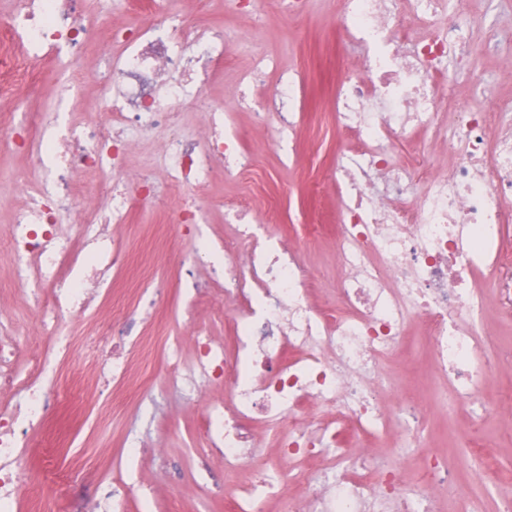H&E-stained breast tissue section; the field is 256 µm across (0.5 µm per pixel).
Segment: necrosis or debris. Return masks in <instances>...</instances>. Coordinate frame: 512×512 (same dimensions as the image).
<instances>
[{
    "label": "necrosis or debris",
    "instance_id": "obj_1",
    "mask_svg": "<svg viewBox=\"0 0 512 512\" xmlns=\"http://www.w3.org/2000/svg\"><path fill=\"white\" fill-rule=\"evenodd\" d=\"M86 12L87 0H13L0 15V69L14 78L0 85V131L23 140L33 158L31 172L7 177L26 189L29 201L0 226V246L13 254V286L39 324L33 335L17 317L0 316V512H17L37 490L27 450L35 427L68 399L59 385L61 360L80 354L67 325L111 298L124 264L113 225L127 222L133 206L149 204L161 187L179 197L176 224H203L197 188L216 171L241 177L253 167L235 112L204 103L209 67L227 64L232 50L243 47L236 33L193 26L170 0H148L138 19L112 34L116 51L108 56L104 95L89 106L108 115L100 124L68 110L86 83L81 62L102 23ZM336 23L339 53L355 47L360 56L333 99L336 127L347 140L331 175L342 200L335 300L312 303L319 283L300 255L282 246L271 215L229 206L238 244L201 235L192 253L172 259L189 292L186 313L213 304L230 332L219 342L198 326L173 339L168 374L188 403L207 405L200 471L215 453L223 454L228 472L253 464L266 428L277 430L281 458L310 463L298 471L275 464L256 470L236 484L229 512H266L285 485L295 493L284 512H442L446 494L458 498L459 512H472L446 457L422 445L426 406L413 398L409 382L386 378L382 363L404 352L417 323L452 404L487 413L512 402V394L482 387L502 357L487 346L481 320L487 297L475 286L484 272L512 262L502 249L512 235V101L452 102L451 87L471 72L469 0H338ZM40 61L60 75L57 103L15 122L18 90L35 88L33 66ZM267 69L257 59L243 79L241 101L256 105L272 139L290 143L302 80L284 70L270 83ZM185 107L201 111L188 134L174 122ZM156 129L166 137L153 170L128 187L125 158L142 132ZM404 136L446 142L448 163L396 158L392 146ZM78 169L86 182L73 179ZM91 190L103 201L92 210L83 206ZM65 211L77 212V222L60 223ZM214 251L224 257L217 301L195 272ZM141 315L133 308L113 317L109 353L96 357L88 388L127 379L129 342L139 334ZM22 349L23 365L16 359ZM222 384L223 401L207 403L210 387ZM318 407L328 408V416H316ZM394 419L401 424L397 454L424 459L418 480L403 479L364 444ZM140 457V446L129 444L122 478L97 481L98 502L108 512H129Z\"/></svg>",
    "mask_w": 512,
    "mask_h": 512
}]
</instances>
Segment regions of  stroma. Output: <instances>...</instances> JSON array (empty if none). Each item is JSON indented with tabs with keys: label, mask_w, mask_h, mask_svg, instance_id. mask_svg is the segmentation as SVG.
<instances>
[{
	"label": "stroma",
	"mask_w": 512,
	"mask_h": 512,
	"mask_svg": "<svg viewBox=\"0 0 512 512\" xmlns=\"http://www.w3.org/2000/svg\"><path fill=\"white\" fill-rule=\"evenodd\" d=\"M259 7L261 21L256 24L248 17L225 13L224 0H208L204 8L197 0H182L180 4L191 23L235 31L250 48L249 54L232 60L225 71L213 77L206 90L208 100L235 107L239 98L237 73L255 53L270 57L277 69L298 71L304 83L293 162L284 161L250 109L240 110L239 129L245 146L254 152V172L245 179L221 178L199 190L207 209L205 231L212 237L224 235L225 203L251 200L258 213L274 211L278 232L288 248L301 251L316 279L329 288L337 271L336 196L327 191L326 178L337 152L345 146L330 110L342 72L336 52V0H308V14L297 25L286 19L278 0H261ZM474 55L480 71L477 77L460 78L453 91L455 104L489 105L499 99L512 100V82L504 79L512 71V54L489 51L478 40ZM173 207L171 193L161 191L151 210H133L127 223L114 229L125 244L126 254L121 273L112 281L113 301L123 306L134 304L141 289L153 285L165 287L166 300L143 316V350L133 356L128 382L111 391V426L97 431L90 427L89 413L97 397L92 390L73 384L79 361L71 360L61 367L60 382L70 390L73 400L39 433L43 445L33 449L29 461L43 477L44 492L40 497L25 499L21 512H44L48 506L60 512L69 503L88 504L91 487L69 488L64 473L82 458L93 463L97 477L119 478L125 462V441L131 434L141 438L143 447L163 445L169 450L167 461L149 455L142 459L140 484L150 497L163 503L177 500L180 512H224L223 497L209 494L198 477L196 448L204 411L185 407L177 389L168 382L167 342L193 326L183 313L177 270L165 260L167 251H186L192 246L189 237L173 235ZM308 224L317 225L320 231L311 241L303 236ZM467 435L477 449L485 450L491 467L512 471V409L478 417L467 406L452 415L437 407L423 438L426 447L446 451L449 467L456 470L482 512H497L496 494L460 466L458 447ZM102 448L108 449V456H99Z\"/></svg>",
	"instance_id": "35a3bbf8"
}]
</instances>
